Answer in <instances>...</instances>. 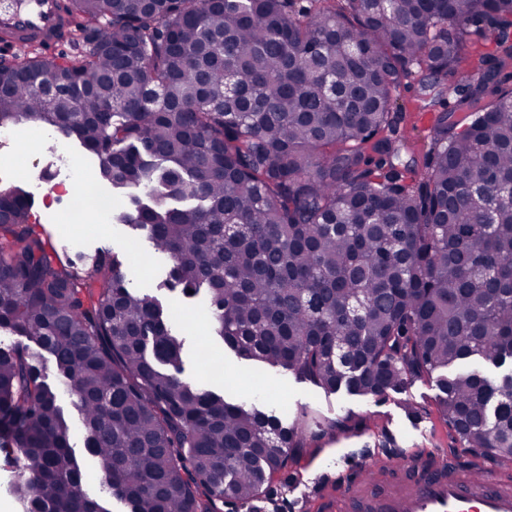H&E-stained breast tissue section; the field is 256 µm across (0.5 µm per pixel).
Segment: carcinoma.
<instances>
[{"mask_svg": "<svg viewBox=\"0 0 512 512\" xmlns=\"http://www.w3.org/2000/svg\"><path fill=\"white\" fill-rule=\"evenodd\" d=\"M61 3L70 54H0V128L95 156L112 220L169 261L159 287L205 294L237 357L363 397L433 378L463 447L512 461V371L484 372L512 365V0ZM473 30L494 48L469 51ZM415 65L435 133L419 172L384 134ZM32 206L0 186V328L28 341L0 348V452L24 512H108L65 393L130 512H253L298 426L181 377L171 309L117 255L59 253ZM83 489L91 498L100 501L110 512H129V509L122 502L112 497L111 494L105 496L100 493L99 477L92 470L85 474Z\"/></svg>", "mask_w": 512, "mask_h": 512, "instance_id": "cac0c4a2", "label": "carcinoma"}]
</instances>
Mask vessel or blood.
I'll list each match as a JSON object with an SVG mask.
<instances>
[{"instance_id": "vessel-or-blood-1", "label": "vessel or blood", "mask_w": 512, "mask_h": 512, "mask_svg": "<svg viewBox=\"0 0 512 512\" xmlns=\"http://www.w3.org/2000/svg\"><path fill=\"white\" fill-rule=\"evenodd\" d=\"M58 3L0 0V30L9 33L12 52L37 49L53 57L65 51L69 35ZM387 465L408 479L399 490L384 497L367 496L364 484L375 464L366 457L348 462L343 479L336 484L337 494L359 512H512V493L502 488L493 466L475 469L453 463L448 469L432 468L414 478L407 455L389 458Z\"/></svg>"}]
</instances>
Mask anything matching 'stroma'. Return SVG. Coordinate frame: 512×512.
<instances>
[{"mask_svg": "<svg viewBox=\"0 0 512 512\" xmlns=\"http://www.w3.org/2000/svg\"><path fill=\"white\" fill-rule=\"evenodd\" d=\"M394 130L409 144L405 162L422 161L433 141L432 115L422 107L417 77H410L394 94ZM9 143L0 146V161L11 168V181L23 184L35 200L32 210L57 250L92 256L116 252L133 271L132 286L171 302L187 346L186 373L202 385L223 390L232 401L254 393L264 396V407L276 409L286 422H301L308 444L299 462L275 475L259 512H326L334 494L335 477L346 458L374 457L378 468L369 481L373 491L397 490L398 483L383 464L396 452L429 449L445 453L459 448L453 430L437 410L435 381L411 383L405 392L381 397H360L344 392L326 393L291 374L267 370L245 361L213 335L209 318L198 300L176 297L157 284L167 268L159 264L150 244L129 227L102 223L103 211L118 206L111 186L96 177L92 158L61 134L37 133L30 123L13 127ZM76 182V206L50 205L48 193L60 182ZM341 421V428L316 434V423Z\"/></svg>", "mask_w": 512, "mask_h": 512, "instance_id": "stroma-1", "label": "stroma"}]
</instances>
